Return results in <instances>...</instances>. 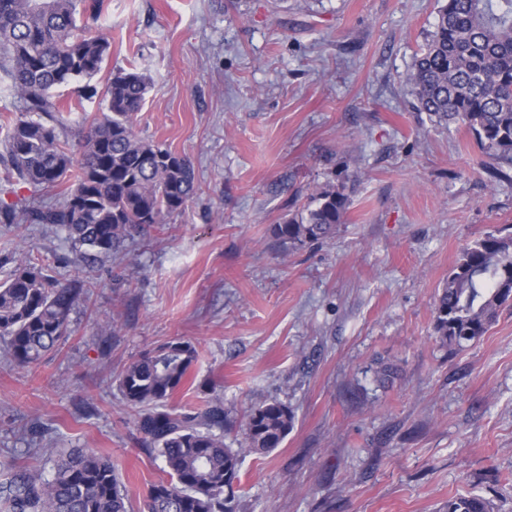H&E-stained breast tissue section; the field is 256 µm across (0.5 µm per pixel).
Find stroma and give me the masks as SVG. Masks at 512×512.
<instances>
[{
  "label": "stroma",
  "mask_w": 512,
  "mask_h": 512,
  "mask_svg": "<svg viewBox=\"0 0 512 512\" xmlns=\"http://www.w3.org/2000/svg\"><path fill=\"white\" fill-rule=\"evenodd\" d=\"M437 0H106L111 48L93 85L136 66L152 83L136 130L187 156L196 190L164 228L79 261L61 231L0 224V257L32 254L90 283L58 350L19 368L0 340V482L51 475L73 448L109 455L132 501L160 475L118 388L125 364L182 339L198 357L172 398L217 396L227 445L255 405L293 411L279 448L247 454L236 512H440L473 492L512 512V307L478 341L434 335L461 251L512 233V170L466 126L415 111L407 76ZM68 141L103 97L78 101ZM349 197L334 237L283 251L273 225L311 195ZM389 366L391 380L378 372Z\"/></svg>",
  "instance_id": "stroma-1"
}]
</instances>
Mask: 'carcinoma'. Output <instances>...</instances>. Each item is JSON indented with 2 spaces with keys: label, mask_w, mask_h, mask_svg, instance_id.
I'll return each instance as SVG.
<instances>
[{
  "label": "carcinoma",
  "mask_w": 512,
  "mask_h": 512,
  "mask_svg": "<svg viewBox=\"0 0 512 512\" xmlns=\"http://www.w3.org/2000/svg\"><path fill=\"white\" fill-rule=\"evenodd\" d=\"M103 0H0V71L21 104L9 123L0 165L5 183L36 192L67 184L65 200L19 211L0 204V224H53L78 258L118 251L149 228L185 210L195 192L191 161L140 137L135 122L149 78L117 69L105 90L108 114L85 124L78 149L63 134L65 106L55 89L98 74L111 42L77 25L95 21ZM415 108L441 123L460 122L473 134L489 165H512V0H443L435 29L408 76ZM348 197L319 192L308 205L272 228L288 251L333 237L344 223ZM83 287L62 285L36 259L14 262L0 282V337L18 367L56 350L69 331ZM512 300V235L494 230L466 247L434 304V331L444 346L484 336ZM197 359L189 341L141 356L118 375L119 390L135 411L134 426L161 460L164 477L151 483L133 510L111 458L92 449L60 455L47 478L18 467L0 483L4 512H235V488L246 453L267 454L293 428L294 413L278 401L250 409L247 447L224 443V404L210 397L178 411L168 405ZM444 512H494L491 501L466 493L448 499Z\"/></svg>",
  "instance_id": "obj_1"
}]
</instances>
